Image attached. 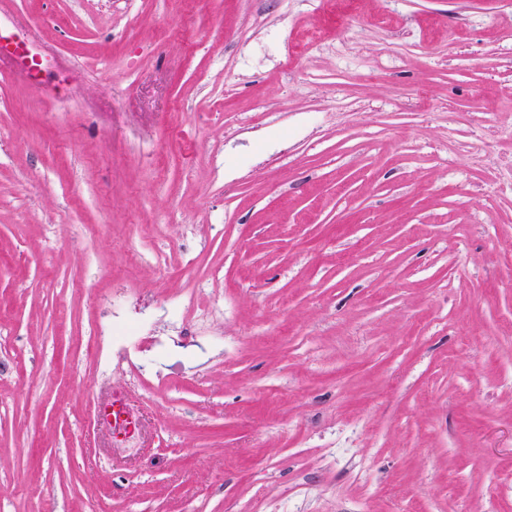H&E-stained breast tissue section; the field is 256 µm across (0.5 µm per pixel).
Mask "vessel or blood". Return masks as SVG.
Segmentation results:
<instances>
[{
  "mask_svg": "<svg viewBox=\"0 0 512 512\" xmlns=\"http://www.w3.org/2000/svg\"><path fill=\"white\" fill-rule=\"evenodd\" d=\"M8 67L17 76L38 85L48 69H56V83L70 79V71L60 60L48 54L28 31L17 28L8 17L0 14V67Z\"/></svg>",
  "mask_w": 512,
  "mask_h": 512,
  "instance_id": "vessel-or-blood-1",
  "label": "vessel or blood"
}]
</instances>
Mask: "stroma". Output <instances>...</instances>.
Here are the masks:
<instances>
[{
    "mask_svg": "<svg viewBox=\"0 0 512 512\" xmlns=\"http://www.w3.org/2000/svg\"><path fill=\"white\" fill-rule=\"evenodd\" d=\"M0 8V512H512V0ZM3 66L35 85L42 84L43 73L51 67L57 70L54 80L57 84H67L70 80L69 69L57 57L48 54L28 31L15 27L0 13V70ZM151 333L143 329L134 319H124L112 322L113 349L117 351L116 361L125 359V353L131 346H136L140 339Z\"/></svg>",
    "mask_w": 512,
    "mask_h": 512,
    "instance_id": "stroma-1",
    "label": "stroma"
}]
</instances>
